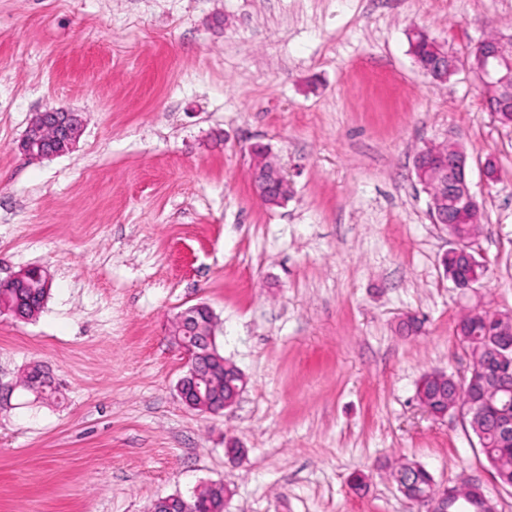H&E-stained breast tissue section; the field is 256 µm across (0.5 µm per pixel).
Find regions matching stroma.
<instances>
[{"instance_id":"1","label":"stroma","mask_w":512,"mask_h":512,"mask_svg":"<svg viewBox=\"0 0 512 512\" xmlns=\"http://www.w3.org/2000/svg\"><path fill=\"white\" fill-rule=\"evenodd\" d=\"M414 27L463 55L512 35V0H0V282L50 277L36 318L0 312V512H150L211 484L226 512H427L390 476L406 461L512 512L467 420L415 397L425 373H468L464 312L512 314V127L471 73L417 70ZM48 107L83 133L28 159ZM449 139L482 214L467 295L414 171ZM256 143L282 206L253 191ZM196 304L246 379L217 414L176 391L170 330ZM411 315L421 332L399 335ZM36 365L56 393L24 387Z\"/></svg>"}]
</instances>
